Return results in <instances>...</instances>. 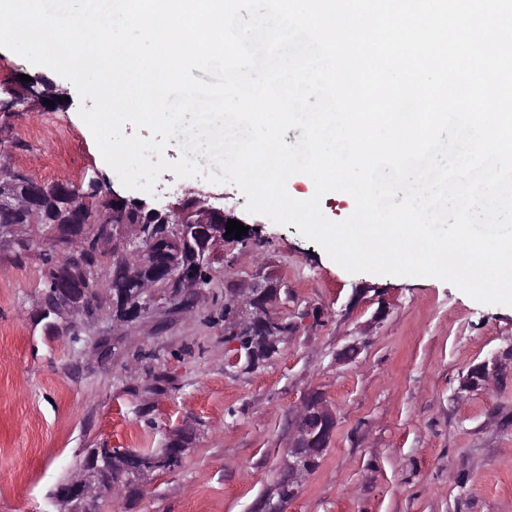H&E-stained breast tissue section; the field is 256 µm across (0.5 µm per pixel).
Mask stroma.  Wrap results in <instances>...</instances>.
<instances>
[{
	"mask_svg": "<svg viewBox=\"0 0 512 512\" xmlns=\"http://www.w3.org/2000/svg\"><path fill=\"white\" fill-rule=\"evenodd\" d=\"M44 76L70 101L11 122L10 164L45 183H118L79 115L74 86L0 48V84ZM161 181L223 195L263 240L226 242L192 311L178 298L139 317H112L108 288L87 308L54 305L45 253L0 240V512H64L53 493L90 448H164L185 436L178 464L140 497L100 496L97 512H253L274 492L288 414L324 394L336 432L288 512H512V306L482 304L433 277L351 273L292 224L246 210L231 184ZM269 278L271 313L290 334L252 368L224 338L228 289ZM357 354L337 360L345 346ZM497 361L488 386L469 370Z\"/></svg>",
	"mask_w": 512,
	"mask_h": 512,
	"instance_id": "1",
	"label": "stroma"
}]
</instances>
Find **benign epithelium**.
Listing matches in <instances>:
<instances>
[{
	"label": "benign epithelium",
	"mask_w": 512,
	"mask_h": 512,
	"mask_svg": "<svg viewBox=\"0 0 512 512\" xmlns=\"http://www.w3.org/2000/svg\"><path fill=\"white\" fill-rule=\"evenodd\" d=\"M43 82L44 79L38 76L21 87H0V122L5 124L16 113L42 105ZM54 189L72 201L71 209L79 222V234L75 237L69 261H79L84 249L111 239H120L125 247L134 246L132 263L127 266V271L132 279L139 281L144 303L152 306L166 299V294L156 289L157 279L169 282L180 293L197 291V273H211L214 254L228 239V220L235 218L232 212L211 203L215 194L202 189L191 190L175 202L162 206L142 198L123 196L110 187L104 190L97 177L93 178L88 190L67 183H57ZM101 193L112 202V206L101 213L99 224H84V202L91 195ZM17 207L19 199L10 192L9 181L3 176L0 178V210ZM131 209L169 225L170 234L194 245V263L182 265L175 258V253L165 249L161 239H143L139 225L127 220V213ZM110 224L116 225V231L109 232ZM53 289L65 300L66 305L73 308L85 305L95 292L91 279L87 277L56 279ZM276 295L277 285L270 281H254L244 288L231 289L224 303L234 307L233 323L224 325V335L234 336L243 328L263 329L274 324L275 320L269 315V305ZM489 378V365L483 362L470 369L467 383L479 386ZM335 428L336 415L327 401L321 394L311 393L290 415L288 447L283 449V477L276 492L259 501L258 512H286L304 477L318 466L319 457L328 450ZM156 470L155 466H132L121 486L112 481V468L86 465L58 486L55 498L72 505L71 512H93L90 503L98 496L120 489L125 493H139Z\"/></svg>",
	"instance_id": "1"
}]
</instances>
